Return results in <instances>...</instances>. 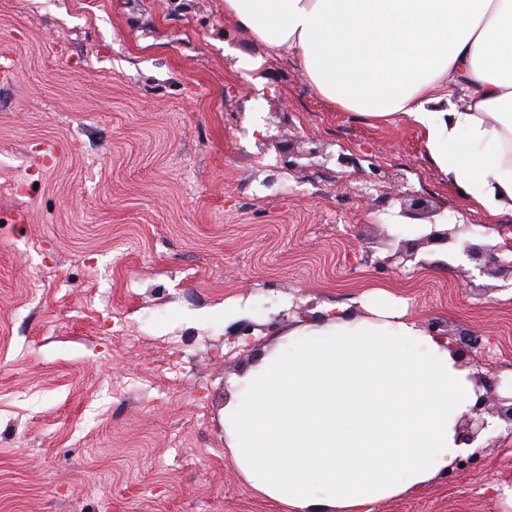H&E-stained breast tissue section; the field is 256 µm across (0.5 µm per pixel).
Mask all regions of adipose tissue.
<instances>
[{"mask_svg": "<svg viewBox=\"0 0 512 512\" xmlns=\"http://www.w3.org/2000/svg\"><path fill=\"white\" fill-rule=\"evenodd\" d=\"M331 106L421 131L431 165L489 217L512 213V0H224ZM224 444L289 512H366L477 444L478 395L448 340L386 302L290 328L231 382Z\"/></svg>", "mask_w": 512, "mask_h": 512, "instance_id": "1", "label": "adipose tissue"}]
</instances>
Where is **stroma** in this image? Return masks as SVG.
<instances>
[{
  "label": "stroma",
  "mask_w": 512,
  "mask_h": 512,
  "mask_svg": "<svg viewBox=\"0 0 512 512\" xmlns=\"http://www.w3.org/2000/svg\"><path fill=\"white\" fill-rule=\"evenodd\" d=\"M1 52L0 512H286L224 446L227 381L379 288L512 376V281L426 244L374 266L423 224L392 182L474 243L512 214L469 205L405 121L330 106L224 0H0ZM482 450L371 512H512V435Z\"/></svg>",
  "instance_id": "35a3bbf8"
}]
</instances>
